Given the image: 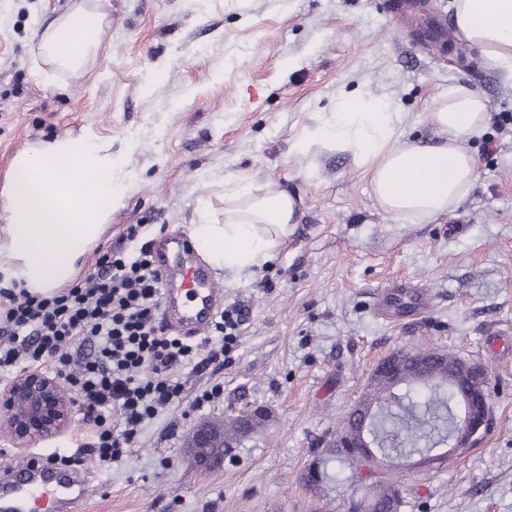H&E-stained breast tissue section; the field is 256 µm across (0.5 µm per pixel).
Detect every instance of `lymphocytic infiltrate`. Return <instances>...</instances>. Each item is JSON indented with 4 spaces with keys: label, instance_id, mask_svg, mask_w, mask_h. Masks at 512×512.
<instances>
[{
    "label": "lymphocytic infiltrate",
    "instance_id": "1",
    "mask_svg": "<svg viewBox=\"0 0 512 512\" xmlns=\"http://www.w3.org/2000/svg\"><path fill=\"white\" fill-rule=\"evenodd\" d=\"M143 232V225H127L131 249L103 253L92 272L50 294L0 287V373L53 360L85 411L90 451L102 461L120 459L145 423L174 404L176 368L199 370L223 358L243 317L237 309L222 312L211 323L214 340L195 346L166 335L158 320L160 278Z\"/></svg>",
    "mask_w": 512,
    "mask_h": 512
}]
</instances>
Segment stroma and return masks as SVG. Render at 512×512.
<instances>
[{"label":"stroma","instance_id":"stroma-1","mask_svg":"<svg viewBox=\"0 0 512 512\" xmlns=\"http://www.w3.org/2000/svg\"><path fill=\"white\" fill-rule=\"evenodd\" d=\"M71 3L0 0V187L29 144L85 130L111 141L125 160L124 198L79 275L126 225L187 236L204 200L223 220L228 179L298 194L297 224L272 258L214 267L224 308L244 313L238 345L223 366L181 369L180 402L122 460L83 450L76 406L69 431L23 449L0 422V467L80 456L91 486L80 512H346L365 493L349 466H332L324 506L301 475L378 360L425 342L491 368L493 420L452 466L404 470L401 512H512V75L479 48L418 39L453 21L454 0H420L404 24L385 0H103L111 24L78 73L44 62L32 38ZM455 85L485 97L489 118L464 142L477 179L450 213L394 219L350 155L292 149L353 91L387 98L408 137L433 139L428 114ZM412 282L431 294L424 317L375 312L382 291ZM216 383L221 397L195 408ZM256 409L264 426L221 467L186 455L195 423Z\"/></svg>","mask_w":512,"mask_h":512}]
</instances>
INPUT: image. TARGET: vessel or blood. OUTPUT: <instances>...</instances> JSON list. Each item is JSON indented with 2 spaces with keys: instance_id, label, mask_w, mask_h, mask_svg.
Returning <instances> with one entry per match:
<instances>
[{
  "instance_id": "1",
  "label": "vessel or blood",
  "mask_w": 512,
  "mask_h": 512,
  "mask_svg": "<svg viewBox=\"0 0 512 512\" xmlns=\"http://www.w3.org/2000/svg\"><path fill=\"white\" fill-rule=\"evenodd\" d=\"M178 250L183 259L176 278L166 280L160 299V313L165 323L189 338L204 336L214 316L217 300L222 295L212 273L193 256L188 239L162 238L152 243L158 268H165L166 255ZM15 476H28V483L0 489V512H74L87 482L80 475L44 479L43 467L29 462L14 464Z\"/></svg>"
}]
</instances>
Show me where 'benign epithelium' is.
<instances>
[{"instance_id": "1", "label": "benign epithelium", "mask_w": 512, "mask_h": 512, "mask_svg": "<svg viewBox=\"0 0 512 512\" xmlns=\"http://www.w3.org/2000/svg\"><path fill=\"white\" fill-rule=\"evenodd\" d=\"M448 384L459 391L460 417L448 438V454H459L476 443L491 421L488 395V372L478 363L463 361L448 376ZM0 410L8 413L11 441L15 448H26L38 441L56 437L71 425V400L58 378L39 370H27L0 389ZM360 426L355 437L348 432L336 436L335 448H350L356 461L365 460L382 469L387 463L375 453L376 441L370 431V417L356 414ZM223 430L209 423L195 427L188 444V453L201 466L222 464L208 448Z\"/></svg>"}]
</instances>
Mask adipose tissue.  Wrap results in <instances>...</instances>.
I'll list each match as a JSON object with an SVG mask.
<instances>
[{"mask_svg":"<svg viewBox=\"0 0 512 512\" xmlns=\"http://www.w3.org/2000/svg\"><path fill=\"white\" fill-rule=\"evenodd\" d=\"M108 24L97 0H75L39 33V51L56 67L80 72ZM455 24L460 39L489 61L512 67V0H455ZM488 114L486 98L450 87L428 115L438 141L426 144L404 137L389 101L367 92L320 113L294 149L304 156L321 149L351 153L385 213L420 221L452 212L468 195L477 161L462 142ZM123 182L111 142L90 134L18 154L0 192V278L38 293L69 283L121 203ZM296 208L287 189L250 179L225 182L224 221L193 225L194 247L226 269L248 267L288 239Z\"/></svg>","mask_w":512,"mask_h":512,"instance_id":"ef3b65f1","label":"adipose tissue"}]
</instances>
